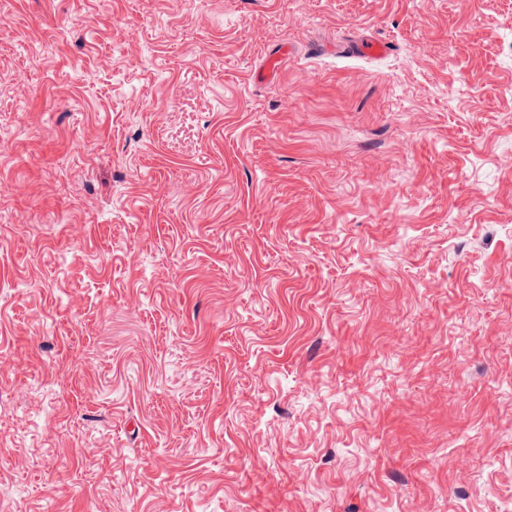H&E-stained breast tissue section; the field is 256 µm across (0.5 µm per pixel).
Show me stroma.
I'll use <instances>...</instances> for the list:
<instances>
[{"mask_svg": "<svg viewBox=\"0 0 512 512\" xmlns=\"http://www.w3.org/2000/svg\"><path fill=\"white\" fill-rule=\"evenodd\" d=\"M511 507L512 0H0V512Z\"/></svg>", "mask_w": 512, "mask_h": 512, "instance_id": "stroma-1", "label": "stroma"}]
</instances>
